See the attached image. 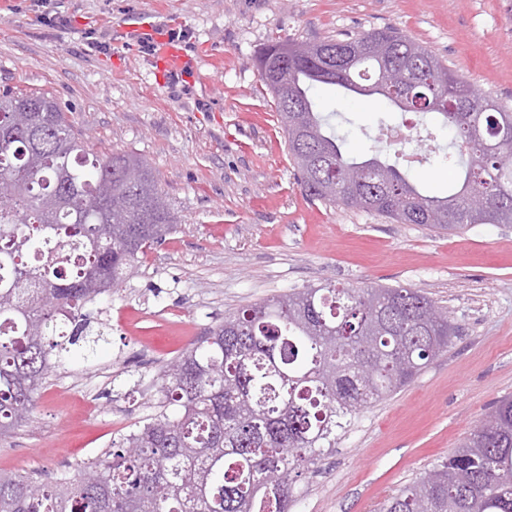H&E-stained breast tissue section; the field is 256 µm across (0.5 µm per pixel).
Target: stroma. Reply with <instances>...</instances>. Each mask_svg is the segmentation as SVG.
Segmentation results:
<instances>
[{
  "instance_id": "1",
  "label": "stroma",
  "mask_w": 512,
  "mask_h": 512,
  "mask_svg": "<svg viewBox=\"0 0 512 512\" xmlns=\"http://www.w3.org/2000/svg\"><path fill=\"white\" fill-rule=\"evenodd\" d=\"M159 12L193 66L160 70L157 47L125 32ZM385 26L512 106V0H10L0 86L53 97L96 152L142 157L178 227L92 306L104 342L72 346L28 420L0 437V470L43 482L77 472L154 417L160 371L226 314L328 281L423 291L461 332L292 473L290 512H378L512 396V225L438 233L309 198L260 80L269 41ZM315 96L354 153L381 119L400 120L327 86Z\"/></svg>"
}]
</instances>
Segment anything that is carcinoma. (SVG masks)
Segmentation results:
<instances>
[{
	"label": "carcinoma",
	"mask_w": 512,
	"mask_h": 512,
	"mask_svg": "<svg viewBox=\"0 0 512 512\" xmlns=\"http://www.w3.org/2000/svg\"><path fill=\"white\" fill-rule=\"evenodd\" d=\"M257 55L279 119L309 129L288 152L305 194L401 224L457 232L512 224V110L473 89L439 56L387 26L285 54ZM416 51L414 92L453 135L464 157L458 180L431 194L379 147L351 156L311 97L318 84L350 99L398 98L377 90L382 68ZM489 99L493 108L469 112ZM0 435L27 420L34 395L65 363L68 346L89 349L86 308L117 287L176 220L148 164L91 151L79 129L43 94L0 91ZM487 207L471 211L477 188ZM436 303L406 287L327 282L257 302L224 322L160 373L164 406L123 439L121 450L53 482L0 471V512H288L290 473L336 446L341 419L407 386L448 351L460 328L430 316ZM375 373L359 376L361 361ZM382 512H512V399H499L448 459L404 487Z\"/></svg>",
	"instance_id": "carcinoma-1"
}]
</instances>
